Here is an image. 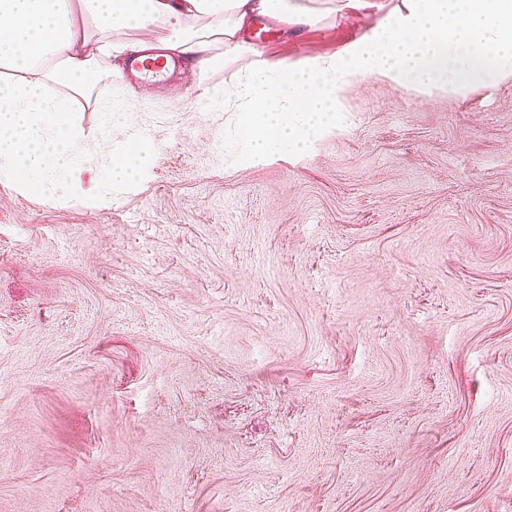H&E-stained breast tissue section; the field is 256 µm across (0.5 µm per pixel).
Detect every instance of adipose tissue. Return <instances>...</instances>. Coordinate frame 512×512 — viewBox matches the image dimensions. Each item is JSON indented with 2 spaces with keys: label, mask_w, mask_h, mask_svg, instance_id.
Returning a JSON list of instances; mask_svg holds the SVG:
<instances>
[{
  "label": "adipose tissue",
  "mask_w": 512,
  "mask_h": 512,
  "mask_svg": "<svg viewBox=\"0 0 512 512\" xmlns=\"http://www.w3.org/2000/svg\"><path fill=\"white\" fill-rule=\"evenodd\" d=\"M266 15L305 26L316 12L303 0H0V178L48 200L83 182L91 200L107 202L141 177L153 143L132 129L110 165L85 176L74 106L122 75L102 53L142 51L139 34L160 27V57L203 73L244 53L241 32ZM201 18L206 27L195 28Z\"/></svg>",
  "instance_id": "1"
}]
</instances>
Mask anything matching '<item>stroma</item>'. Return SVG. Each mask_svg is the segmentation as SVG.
<instances>
[{"instance_id": "1", "label": "stroma", "mask_w": 512, "mask_h": 512, "mask_svg": "<svg viewBox=\"0 0 512 512\" xmlns=\"http://www.w3.org/2000/svg\"><path fill=\"white\" fill-rule=\"evenodd\" d=\"M251 52L343 51L401 0H313ZM249 54L102 80L154 149L99 205L0 179V512H512V74L374 76L300 155L231 163L195 101Z\"/></svg>"}]
</instances>
